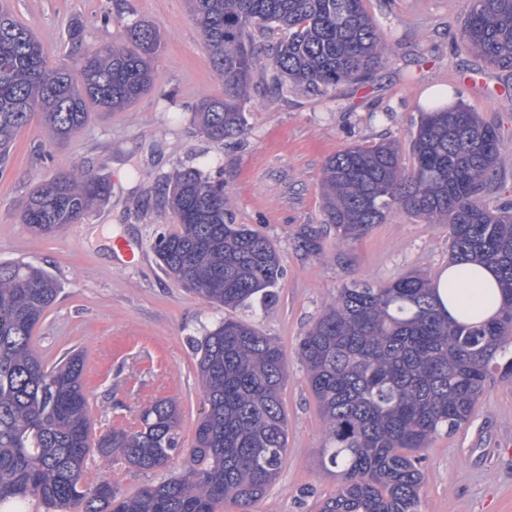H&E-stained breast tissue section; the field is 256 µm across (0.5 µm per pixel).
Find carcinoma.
I'll return each mask as SVG.
<instances>
[{"label":"carcinoma","mask_w":512,"mask_h":512,"mask_svg":"<svg viewBox=\"0 0 512 512\" xmlns=\"http://www.w3.org/2000/svg\"><path fill=\"white\" fill-rule=\"evenodd\" d=\"M224 97L195 112L202 133L222 143L247 134L253 75L262 66L309 88L367 80L389 45L364 0H191ZM288 33L265 61L251 30ZM462 39L487 63L512 70V0H466ZM161 35L147 20L126 25L124 42L85 52L74 66H48L42 45L0 0V162L35 114L66 140L87 123L89 105L120 110L152 86ZM414 163L397 146L350 147L322 171L326 224L358 240L395 205L428 224L448 225L451 259L495 266L504 303L483 325L450 322L433 284L420 274L379 287L338 291L299 342L307 383L325 423L320 465L339 486L321 512H419L421 450L470 420L496 376L512 375V204L482 202L499 158L496 129L464 105L432 106L412 133ZM111 183L82 169L31 190L21 222L49 236L105 200ZM168 204L179 231L157 255L182 288L227 311L262 306L284 277L277 245L237 224L224 184L197 168L170 177ZM325 230L303 225L300 255H324ZM61 290L48 271L0 262V512H252L286 460L288 380L282 346L228 316L197 341L203 412L183 473L134 495L109 480L83 486L91 452L85 354L44 364L34 331ZM179 411L169 398L142 407L137 425L99 437L97 452L141 471L169 467L179 454Z\"/></svg>","instance_id":"cac0c4a2"}]
</instances>
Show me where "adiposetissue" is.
Returning a JSON list of instances; mask_svg holds the SVG:
<instances>
[{"label":"adipose tissue","instance_id":"1","mask_svg":"<svg viewBox=\"0 0 512 512\" xmlns=\"http://www.w3.org/2000/svg\"><path fill=\"white\" fill-rule=\"evenodd\" d=\"M440 309L448 317L472 325L495 319L502 304L497 275L489 265L454 261L435 280Z\"/></svg>","mask_w":512,"mask_h":512}]
</instances>
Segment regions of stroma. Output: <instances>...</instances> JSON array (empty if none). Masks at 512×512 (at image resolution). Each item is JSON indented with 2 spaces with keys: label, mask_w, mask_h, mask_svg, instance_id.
<instances>
[{
  "label": "stroma",
  "mask_w": 512,
  "mask_h": 512,
  "mask_svg": "<svg viewBox=\"0 0 512 512\" xmlns=\"http://www.w3.org/2000/svg\"><path fill=\"white\" fill-rule=\"evenodd\" d=\"M9 4L52 65H71L83 51L122 42L133 20L150 21L163 35L147 95L119 112L92 110L88 125L62 142L51 141L32 119L0 170V262L46 269L62 287L35 331L45 365L84 352L92 437L133 426L142 405L171 398L180 410V440L191 444L203 410L193 342L225 312L180 288L162 269L155 242L159 233L179 229L164 198L169 175L194 167L223 179L236 223L274 240L285 269L274 303L252 318L288 357L281 394L287 458L254 512H317L338 481L318 466L324 422L297 355L301 337L345 284L376 287L409 272L433 279L450 260L447 225L425 223L399 206L356 241H338L327 229L325 256L302 259L296 233L325 220L324 163L352 145L393 141L404 165H412L411 134L424 93L439 85L459 91V103L497 129L500 158L485 203L512 201V71L488 66L462 43L464 0H364L393 48L384 68L366 82L319 90L257 71L247 134L220 144L193 122L198 101L223 96L224 86L187 0ZM76 28L78 44L70 39ZM471 72L481 74L483 85L462 83ZM78 164L109 180L110 196L57 235H36L19 218L29 191ZM117 239L129 243L131 256L113 250ZM422 455L419 512H512V377L489 384L472 418L434 438ZM182 470L179 458L169 469L143 472L94 453L84 484L108 479L132 495Z\"/></svg>",
  "instance_id": "35a3bbf8"
}]
</instances>
